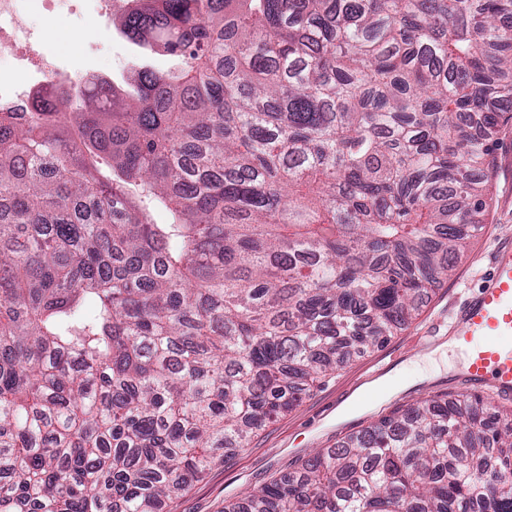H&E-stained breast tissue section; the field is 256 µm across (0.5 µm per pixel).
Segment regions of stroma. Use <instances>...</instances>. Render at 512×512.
<instances>
[{"label":"stroma","instance_id":"1","mask_svg":"<svg viewBox=\"0 0 512 512\" xmlns=\"http://www.w3.org/2000/svg\"><path fill=\"white\" fill-rule=\"evenodd\" d=\"M33 27L44 48L76 80L101 75L122 87L135 65L146 64L158 71L174 65L170 57L128 40L121 32V19L117 16L103 23L85 14L63 19L40 12L33 19ZM68 33L81 34L82 39L65 49L61 37ZM493 140L496 175L486 195L485 225L470 240L449 275L419 300L409 328L381 346L351 355L321 386L303 394L295 408L254 434L248 447L232 452L203 479L162 500L158 512H224L226 503L288 473L317 449L333 447L336 441L367 427L391 410L430 396H455L451 381L461 369L457 354L449 352L437 358L436 375L419 383L415 377L422 366L423 352L417 342L419 337L432 333L438 342H447L453 306L481 285L490 251L500 239L512 236V119L499 127ZM387 375L404 382V390L380 396L368 409L337 419V409L359 387Z\"/></svg>","mask_w":512,"mask_h":512}]
</instances>
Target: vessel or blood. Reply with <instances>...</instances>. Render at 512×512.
I'll use <instances>...</instances> for the list:
<instances>
[{"label": "vessel or blood", "mask_w": 512, "mask_h": 512, "mask_svg": "<svg viewBox=\"0 0 512 512\" xmlns=\"http://www.w3.org/2000/svg\"><path fill=\"white\" fill-rule=\"evenodd\" d=\"M451 334L467 355L461 390L512 397V242L497 244L483 284L457 307Z\"/></svg>", "instance_id": "obj_1"}]
</instances>
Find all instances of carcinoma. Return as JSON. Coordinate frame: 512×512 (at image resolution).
Listing matches in <instances>:
<instances>
[{"label":"carcinoma","instance_id":"carcinoma-1","mask_svg":"<svg viewBox=\"0 0 512 512\" xmlns=\"http://www.w3.org/2000/svg\"><path fill=\"white\" fill-rule=\"evenodd\" d=\"M122 33L178 65L0 108V512H156L406 330L512 108V0H126ZM487 467L512 412L437 396L225 512H512Z\"/></svg>","mask_w":512,"mask_h":512}]
</instances>
